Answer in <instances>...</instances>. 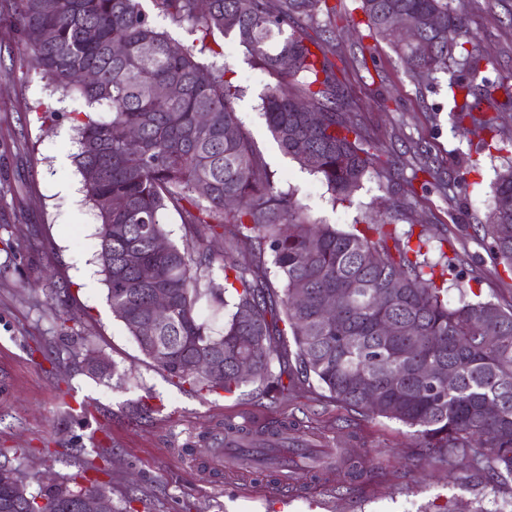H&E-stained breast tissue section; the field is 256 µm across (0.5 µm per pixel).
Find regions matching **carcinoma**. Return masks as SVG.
<instances>
[{"instance_id":"cac0c4a2","label":"carcinoma","mask_w":512,"mask_h":512,"mask_svg":"<svg viewBox=\"0 0 512 512\" xmlns=\"http://www.w3.org/2000/svg\"><path fill=\"white\" fill-rule=\"evenodd\" d=\"M172 22L195 26L200 47H187L160 30L140 0H10L13 25L32 66L50 93L79 94L88 106L110 113L77 120L86 200L97 220L107 300L142 353L168 376L196 392L235 393L246 381L239 362L252 368L250 382L278 398L312 376L336 402L372 417L416 429L426 461L450 471L464 466L489 474L500 488L512 484V308L478 299L468 284L438 285L434 268L413 229L398 235L386 222L343 230L304 214L297 195L282 190L257 152L235 108L239 89L226 68L206 65L215 50L207 39L234 35L273 79L262 98L268 130L284 155L317 175L332 196L347 200L378 163L375 147L350 122L352 104L328 57L327 29L318 15H336L327 0H154ZM367 38L392 42L412 77L434 79L454 66L469 80L448 83L456 128L480 127L499 149L491 108L512 105V85L485 76L493 64L467 49L472 36L452 0H359ZM419 29L414 41L395 39L393 22ZM121 42L125 52L112 54ZM88 69L95 83H74L69 74ZM176 83L181 92L160 97L155 89ZM504 91L499 103L496 94ZM203 113L207 122L196 116ZM125 205L114 209L111 200ZM178 215L185 236L204 255L200 261L168 240L166 215ZM377 232L372 240L368 231ZM494 260L512 272V164L498 173L478 225ZM219 262L222 279L211 266ZM167 291L171 304L144 345L135 318L149 314L148 300ZM306 301H297L298 295ZM224 310L215 330L197 313L201 300ZM333 299L342 317L323 321L319 308ZM395 324L398 333L382 334ZM290 336L293 358L280 350ZM221 355L224 376L214 379L199 360ZM451 371L455 383L441 379ZM498 406L494 416L484 407ZM72 485H49L14 499L0 483V512H54L91 488L107 489L88 476L102 471L74 456ZM344 477L370 473L368 460L346 457Z\"/></svg>"}]
</instances>
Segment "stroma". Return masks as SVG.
I'll list each match as a JSON object with an SVG mask.
<instances>
[{"mask_svg": "<svg viewBox=\"0 0 512 512\" xmlns=\"http://www.w3.org/2000/svg\"><path fill=\"white\" fill-rule=\"evenodd\" d=\"M335 6L329 56L358 103L350 119L376 147L383 175H369L351 202L333 200L316 175L285 156L266 128L261 97L269 75L234 36L219 37L227 77L240 86L236 109L281 189H296L310 219L349 228L368 207L391 214L398 230L418 224L431 249L454 268L449 282L472 284L482 299L512 304V273L497 265L476 230L484 223L497 172L512 161V106L499 109L506 151L485 149V131L459 134L448 115V80L412 79L387 42L359 40V0ZM472 44L512 73V0H464ZM0 453L38 491L40 474L75 473V449L112 451V504L136 512H501L512 490L485 475L460 489L442 466L421 467L412 429L370 418L328 398L317 383L275 401L257 383L234 396L199 394L178 384L139 349L106 298L96 260L99 239L74 156L83 98L49 95L40 74L20 61V36L0 17ZM434 168L429 181L422 166ZM115 363L106 378L86 373V349ZM147 404L149 413L139 412ZM285 421L336 457L376 456L355 482L331 471L297 472L279 494L268 474L237 458L223 469L191 460L228 421Z\"/></svg>", "mask_w": 512, "mask_h": 512, "instance_id": "stroma-1", "label": "stroma"}]
</instances>
